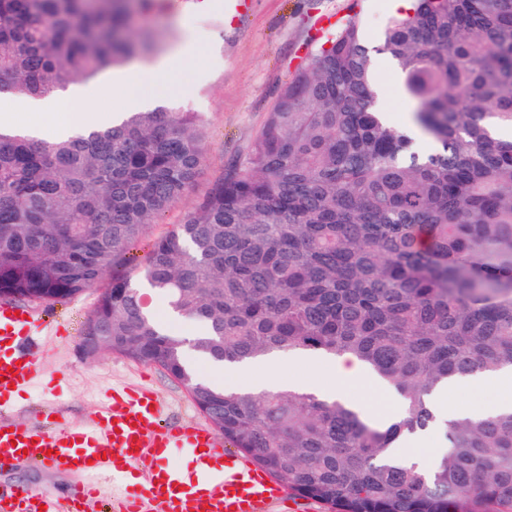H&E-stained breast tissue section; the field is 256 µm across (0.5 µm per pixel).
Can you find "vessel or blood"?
Wrapping results in <instances>:
<instances>
[{"mask_svg": "<svg viewBox=\"0 0 512 512\" xmlns=\"http://www.w3.org/2000/svg\"><path fill=\"white\" fill-rule=\"evenodd\" d=\"M39 328L35 312L15 316L0 305V399L13 387L37 378L38 358L30 345ZM161 405L148 390L112 391L93 426L77 427L52 420L50 426H23L0 420V458L22 459L26 450L50 452L56 468L94 473L111 463L135 460L147 476L138 494L113 512H267L284 486L247 456L225 448L208 425L164 426ZM111 459H104V449ZM195 460L190 474L170 468L175 449ZM94 489L76 486L69 499L25 487L0 489V512H89Z\"/></svg>", "mask_w": 512, "mask_h": 512, "instance_id": "b4317fda", "label": "vessel or blood"}]
</instances>
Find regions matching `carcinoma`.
Wrapping results in <instances>:
<instances>
[{"label":"carcinoma","mask_w":512,"mask_h":512,"mask_svg":"<svg viewBox=\"0 0 512 512\" xmlns=\"http://www.w3.org/2000/svg\"><path fill=\"white\" fill-rule=\"evenodd\" d=\"M151 0H0V93L42 97L148 50ZM375 52L404 76L413 126L382 110L359 19L299 67L245 159L128 256L207 161L193 112L123 113L66 139L0 129V301L100 289L82 338L164 369L234 448L335 512H512V411L451 420L424 470L391 453L435 421L454 378L512 369V0H416ZM195 325L182 336L148 292ZM298 354L359 359L404 403L385 428L344 402L200 381Z\"/></svg>","instance_id":"cac0c4a2"}]
</instances>
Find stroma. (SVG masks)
<instances>
[{
	"instance_id": "1",
	"label": "stroma",
	"mask_w": 512,
	"mask_h": 512,
	"mask_svg": "<svg viewBox=\"0 0 512 512\" xmlns=\"http://www.w3.org/2000/svg\"><path fill=\"white\" fill-rule=\"evenodd\" d=\"M352 14L365 25L368 45H377L390 15L388 0H251L246 16L239 20L226 17L224 0H211L206 8L199 0H163L148 14L134 18V33L148 34L159 53L173 52L191 38L200 48L198 56L185 58L166 81L144 82L154 95L167 97L171 109L196 113L208 144L207 166L198 184L159 219L153 235L180 222L225 163L245 156L301 58L331 33L334 22ZM373 67L393 122L408 124V96L401 75L378 58ZM96 300V291L89 290L70 300L40 305L43 330L34 348L40 355L41 376L17 393L0 410V417L33 424L51 408L71 424L89 426L112 388L146 387L160 401L166 423L201 420L186 386L158 366L107 352L93 360L83 357L80 338ZM86 480L109 495L127 489L105 471L86 478L57 471L40 460L0 466L1 484L59 495Z\"/></svg>"
}]
</instances>
